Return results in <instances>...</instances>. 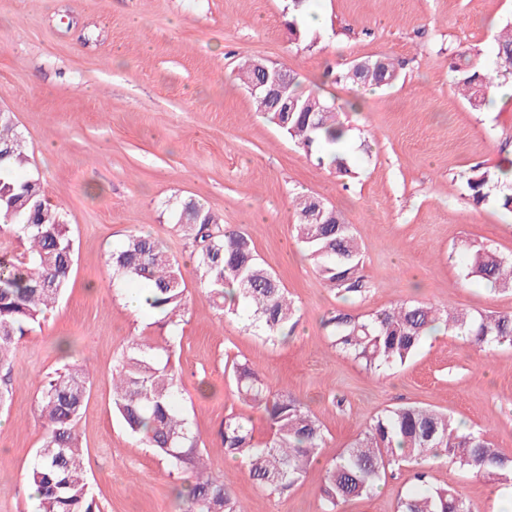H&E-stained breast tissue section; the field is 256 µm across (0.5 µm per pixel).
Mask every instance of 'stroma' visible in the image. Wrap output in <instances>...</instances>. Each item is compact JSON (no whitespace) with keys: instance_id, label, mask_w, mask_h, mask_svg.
<instances>
[{"instance_id":"1","label":"stroma","mask_w":512,"mask_h":512,"mask_svg":"<svg viewBox=\"0 0 512 512\" xmlns=\"http://www.w3.org/2000/svg\"><path fill=\"white\" fill-rule=\"evenodd\" d=\"M287 3L0 0V108L15 114L29 171L63 209L76 249L67 291L12 364L0 408V512H36L27 474L45 428L39 386L76 360L92 380L76 432L103 512H177L175 491L193 479L172 472L112 413V372L129 342L170 333L153 313L129 314L123 298L134 285L114 281L104 262L134 231L150 233L181 265L189 302L175 349L180 405L209 474L231 477L246 512H321L326 464L400 404L447 413L512 454V347L482 350L440 328L409 362L379 375L331 349L323 325L338 309L362 319L400 301L512 313V290L468 269L479 246L512 259V212L474 204L462 188L474 166L512 165V101L473 110L448 69L464 51L493 63V33L512 24V0H312L297 40L284 25ZM377 56L402 63L395 87L333 81ZM246 59L288 66L302 91L335 104L352 129L353 177L337 176L258 114L238 79ZM303 194L352 224L369 282L362 299L341 300L298 245L294 200ZM186 197L251 237L298 309L292 338L265 343L200 292L189 242L171 217ZM232 359L304 403L324 430L317 463L284 495L261 489L221 451L227 415L249 418L257 438L269 432L225 373ZM431 474L480 512H512L508 488L449 462ZM412 475L396 467L376 493L337 512H396Z\"/></svg>"}]
</instances>
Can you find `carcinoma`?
<instances>
[{"label": "carcinoma", "mask_w": 512, "mask_h": 512, "mask_svg": "<svg viewBox=\"0 0 512 512\" xmlns=\"http://www.w3.org/2000/svg\"><path fill=\"white\" fill-rule=\"evenodd\" d=\"M310 0H289L290 34L298 32V17ZM497 47L490 73L470 56L452 61L453 84L469 106L483 109L494 93L495 75L512 73V25L495 36ZM398 69L387 58L352 64L337 81L357 86L393 84ZM292 83L297 99L294 112H280L276 99L253 94L256 110L284 136L308 153H316L341 177L352 174L347 143L350 128L338 119L336 108L318 95L304 93ZM29 166L24 141L14 114H0V237L27 244L19 256L0 255V405L9 396L6 372L19 341L41 327L68 286L75 249L64 215L44 197L35 175L20 176ZM506 170L478 166L465 182L476 204L494 200L512 211V182ZM174 226L192 240L199 282L212 304L225 315L244 313V326L272 343L290 338L297 325V309L280 279L258 261L251 238L224 227L202 201L189 198L172 211ZM297 238L318 275L344 300L363 297L368 288L361 248L353 226L322 199L307 195L297 203ZM106 265L116 276L134 282L146 293V309L173 327L164 343L134 340L123 363L112 374V407L132 437L174 470H192L194 483L181 493V512H244L231 493L228 480L209 477L183 412L178 407L181 374L171 356L177 327L187 305V289L178 261L154 237L141 232L106 254ZM471 273L504 289H512V260L480 247L472 251ZM235 289L233 306L226 307V288ZM465 334L467 341L491 349L512 345V313L469 314L413 302H397L359 320L341 310L325 320L331 346L353 357L366 369L381 371L405 364L422 340L438 326ZM228 376L241 400L261 409L270 433L258 440L248 421L236 415L224 418V456L240 460L259 486L283 494L298 484L324 447L325 434L305 404L272 393L258 372L232 360ZM87 365L73 362L50 377L39 389L38 410L45 423L42 443L29 484L37 487L41 512H101L91 492L75 423L90 395ZM446 460L495 484L512 483V455L503 453L481 433L461 426L445 413L416 405H400L376 418L369 430L325 468L320 496L323 512L352 498L372 495L389 472L402 462L416 466V487L401 497L397 512H473L456 491L430 482L431 464Z\"/></svg>", "instance_id": "1"}]
</instances>
